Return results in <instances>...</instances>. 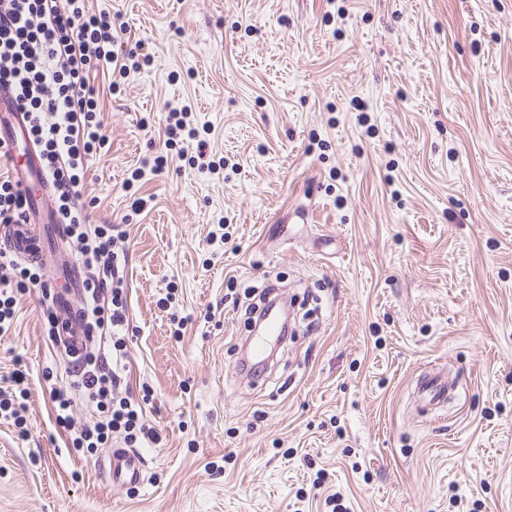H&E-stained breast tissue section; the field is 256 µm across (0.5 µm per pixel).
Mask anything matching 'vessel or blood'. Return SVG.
I'll return each mask as SVG.
<instances>
[{
    "label": "vessel or blood",
    "mask_w": 512,
    "mask_h": 512,
    "mask_svg": "<svg viewBox=\"0 0 512 512\" xmlns=\"http://www.w3.org/2000/svg\"><path fill=\"white\" fill-rule=\"evenodd\" d=\"M0 149L8 151L14 161L13 178L21 191L26 209L24 219L18 224L0 226V241L8 245L16 256L40 261L45 248L36 242L30 232L31 225L56 223L55 215L43 213L40 197L34 196V185L46 182L42 160L38 148L29 136V118L16 111L11 96L0 89ZM415 387L425 408H437L445 404L452 395L453 388L446 377L426 370L415 381ZM109 478L113 484L139 485L143 482V464L139 457L129 451H114L108 458Z\"/></svg>",
    "instance_id": "1"
}]
</instances>
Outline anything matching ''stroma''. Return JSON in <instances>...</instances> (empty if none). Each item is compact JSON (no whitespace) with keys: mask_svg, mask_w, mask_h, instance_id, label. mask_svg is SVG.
Here are the masks:
<instances>
[{"mask_svg":"<svg viewBox=\"0 0 512 512\" xmlns=\"http://www.w3.org/2000/svg\"><path fill=\"white\" fill-rule=\"evenodd\" d=\"M88 5L154 58L96 75L108 143L84 194L126 235V381L162 442L122 490L109 449H69L97 411L80 394L57 424L69 361L29 288L0 335V388L28 374L27 436L0 418V512H512V0ZM182 104L223 170L133 180ZM44 273L67 319L86 272ZM270 289L314 311L254 382L244 309ZM431 364L455 390L426 414Z\"/></svg>","mask_w":512,"mask_h":512,"instance_id":"1","label":"stroma"}]
</instances>
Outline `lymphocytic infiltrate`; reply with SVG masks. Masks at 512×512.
Wrapping results in <instances>:
<instances>
[{"label": "lymphocytic infiltrate", "mask_w": 512, "mask_h": 512, "mask_svg": "<svg viewBox=\"0 0 512 512\" xmlns=\"http://www.w3.org/2000/svg\"><path fill=\"white\" fill-rule=\"evenodd\" d=\"M118 29L109 15L90 13L85 0H0V86L13 87L19 109L31 119L55 206L78 261L91 273L83 289L86 337L114 340L113 359L87 351L75 354L69 387L52 394L62 427L70 425L74 392L86 394L101 414L73 438L77 451L102 447L116 434L128 444L141 438L160 441L145 424L141 406L120 391L124 335L130 327L117 250L124 233L115 224L88 228L89 204L82 193L87 160L106 141L92 72L106 68L123 76L151 60L127 49ZM191 115L187 105L168 111L165 145L182 157L187 142H195L201 159L207 142L192 127ZM16 265L15 257L0 249V333L11 326L18 295L28 286L47 284L44 273H19Z\"/></svg>", "instance_id": "1"}]
</instances>
